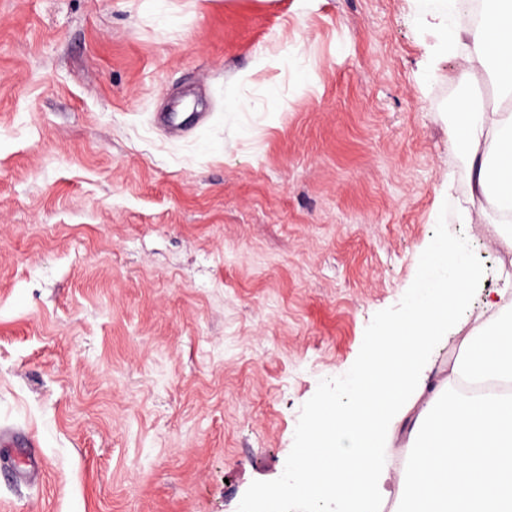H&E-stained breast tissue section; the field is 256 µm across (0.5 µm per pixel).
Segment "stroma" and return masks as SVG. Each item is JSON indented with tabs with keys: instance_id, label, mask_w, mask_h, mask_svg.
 Here are the masks:
<instances>
[{
	"instance_id": "stroma-1",
	"label": "stroma",
	"mask_w": 512,
	"mask_h": 512,
	"mask_svg": "<svg viewBox=\"0 0 512 512\" xmlns=\"http://www.w3.org/2000/svg\"><path fill=\"white\" fill-rule=\"evenodd\" d=\"M432 0H0V512H326L291 461L440 231L482 289ZM405 431L375 512H396ZM40 461L34 479L21 474Z\"/></svg>"
}]
</instances>
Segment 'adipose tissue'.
Returning <instances> with one entry per match:
<instances>
[{"label": "adipose tissue", "instance_id": "ef3b65f1", "mask_svg": "<svg viewBox=\"0 0 512 512\" xmlns=\"http://www.w3.org/2000/svg\"><path fill=\"white\" fill-rule=\"evenodd\" d=\"M427 26L439 54L467 44L462 78L497 74L501 94L512 98V0H483L474 26L449 20L447 0H437ZM449 138L470 149L473 192L512 218V108L469 105ZM423 279L407 318L377 329L364 368L349 380L347 408L316 407L297 450L300 489L328 497L336 512L378 499L380 450L401 422L415 444L402 512H512V279L483 305L489 327L461 340L447 376L432 388L425 370L433 343L482 273L442 235L426 250ZM318 448L329 451L321 463Z\"/></svg>", "mask_w": 512, "mask_h": 512}]
</instances>
